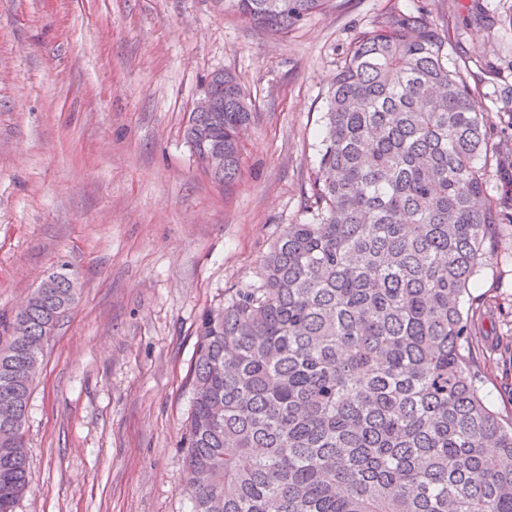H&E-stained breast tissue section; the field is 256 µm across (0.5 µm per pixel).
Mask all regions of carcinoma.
<instances>
[{
  "label": "carcinoma",
  "mask_w": 512,
  "mask_h": 512,
  "mask_svg": "<svg viewBox=\"0 0 512 512\" xmlns=\"http://www.w3.org/2000/svg\"><path fill=\"white\" fill-rule=\"evenodd\" d=\"M286 34L326 0H232ZM450 29L393 14L338 65L309 199L256 280L196 328L181 438L192 512H512V417L491 408L464 308L512 207L487 184L512 165L478 109ZM222 111L190 113L199 163L229 184L253 112L222 73ZM0 314V512L30 487L25 423L46 341L78 299L60 268Z\"/></svg>",
  "instance_id": "obj_1"
}]
</instances>
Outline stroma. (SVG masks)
I'll list each match as a JSON object with an SVG mask.
<instances>
[{"label":"stroma","mask_w":512,"mask_h":512,"mask_svg":"<svg viewBox=\"0 0 512 512\" xmlns=\"http://www.w3.org/2000/svg\"><path fill=\"white\" fill-rule=\"evenodd\" d=\"M459 28L495 139L512 142V0H327L281 37L229 0H0V313L52 268L79 279L45 342L17 512H190L180 440L203 312L248 284L310 177L336 68L390 13ZM251 100L238 180L206 176L183 137L202 83ZM485 312L484 391L512 410V236L470 289Z\"/></svg>","instance_id":"1"}]
</instances>
